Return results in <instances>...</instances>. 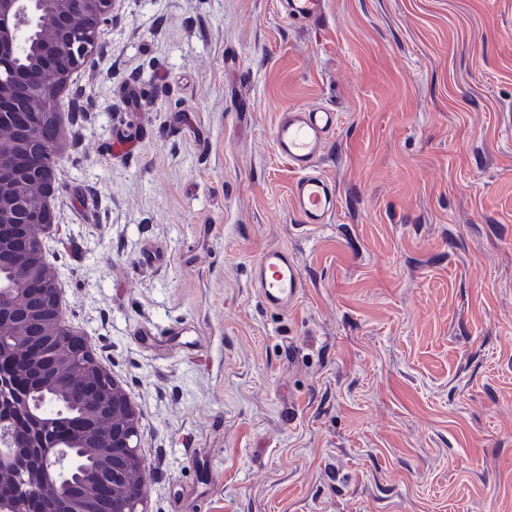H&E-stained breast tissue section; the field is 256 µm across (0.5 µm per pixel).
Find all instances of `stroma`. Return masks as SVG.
I'll return each instance as SVG.
<instances>
[{
	"instance_id": "1",
	"label": "stroma",
	"mask_w": 512,
	"mask_h": 512,
	"mask_svg": "<svg viewBox=\"0 0 512 512\" xmlns=\"http://www.w3.org/2000/svg\"><path fill=\"white\" fill-rule=\"evenodd\" d=\"M69 85L45 257L151 512H512V0H115ZM302 104L339 116L315 229L271 137ZM325 0H288V20L298 23H316L325 13ZM254 286L269 307L287 310L297 302L304 282L288 251L269 250L256 265Z\"/></svg>"
}]
</instances>
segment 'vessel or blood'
<instances>
[{
  "mask_svg": "<svg viewBox=\"0 0 512 512\" xmlns=\"http://www.w3.org/2000/svg\"><path fill=\"white\" fill-rule=\"evenodd\" d=\"M326 0H288L289 20L318 22ZM338 126V115L322 107L293 105L280 113L273 130V146L296 178L290 186L293 207L310 228L331 223L337 210L335 184L318 171L325 147ZM254 286L272 308L293 306L304 286L297 262L284 250L266 251L255 269Z\"/></svg>",
  "mask_w": 512,
  "mask_h": 512,
  "instance_id": "1",
  "label": "vessel or blood"
}]
</instances>
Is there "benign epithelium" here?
Here are the masks:
<instances>
[{"label": "benign epithelium", "mask_w": 512, "mask_h": 512, "mask_svg": "<svg viewBox=\"0 0 512 512\" xmlns=\"http://www.w3.org/2000/svg\"><path fill=\"white\" fill-rule=\"evenodd\" d=\"M112 0H0V70L35 28L30 67L0 81V365L17 392L0 405V512H149L148 470L129 396L62 321L63 292L43 254L59 139L39 138L69 76L100 47Z\"/></svg>", "instance_id": "obj_1"}]
</instances>
